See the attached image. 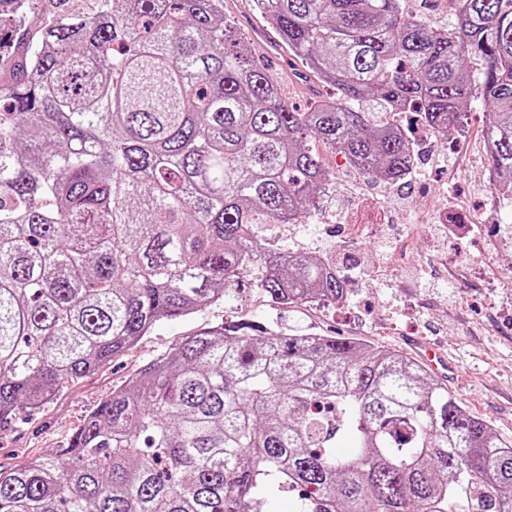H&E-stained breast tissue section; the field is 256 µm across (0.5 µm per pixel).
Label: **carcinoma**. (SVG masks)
I'll return each instance as SVG.
<instances>
[{
	"label": "carcinoma",
	"mask_w": 512,
	"mask_h": 512,
	"mask_svg": "<svg viewBox=\"0 0 512 512\" xmlns=\"http://www.w3.org/2000/svg\"><path fill=\"white\" fill-rule=\"evenodd\" d=\"M0 421L158 322L254 287L347 302L336 259L259 239L333 195L314 139L406 181L417 145L484 102L490 188L512 198V0H253L304 72V111L224 0H0ZM481 67L471 77L467 62ZM351 450L336 452V438ZM512 512V444L417 360L351 337L187 338L99 403L65 449L0 470V512ZM403 6L406 13L422 16L435 27L448 26V0H405Z\"/></svg>",
	"instance_id": "obj_1"
}]
</instances>
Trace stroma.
<instances>
[{
    "mask_svg": "<svg viewBox=\"0 0 512 512\" xmlns=\"http://www.w3.org/2000/svg\"><path fill=\"white\" fill-rule=\"evenodd\" d=\"M485 105L475 102L464 130L435 135L400 116L422 143L417 176L399 186L373 182L319 142L312 150L336 191L314 224H260V238L335 256L339 267L372 263L381 239H407L406 254L375 279L350 282L340 307L274 306L241 276L221 302L164 320L134 346L64 388L43 406L0 422V466L67 447L87 414L113 388L186 337L233 323H255L256 334L306 331L354 337L410 354L409 338L437 344L459 367L448 388L468 412L487 420L512 444V200L492 194L482 137ZM463 231L433 236L442 214Z\"/></svg>",
    "mask_w": 512,
    "mask_h": 512,
    "instance_id": "1",
    "label": "stroma"
}]
</instances>
